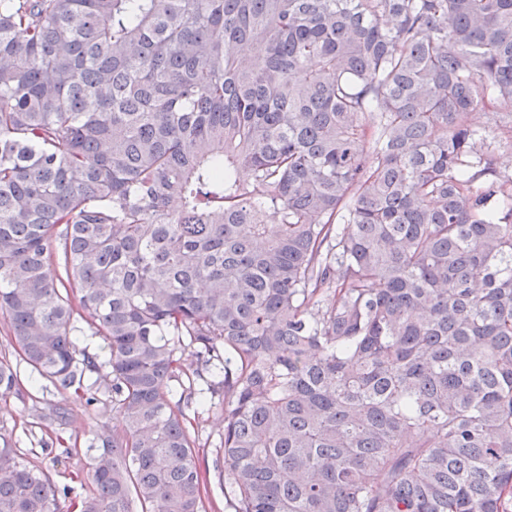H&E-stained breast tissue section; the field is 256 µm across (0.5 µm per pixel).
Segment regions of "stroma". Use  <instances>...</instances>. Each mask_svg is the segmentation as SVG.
<instances>
[{"mask_svg": "<svg viewBox=\"0 0 512 512\" xmlns=\"http://www.w3.org/2000/svg\"><path fill=\"white\" fill-rule=\"evenodd\" d=\"M16 370L17 387L0 395V433L12 437L18 461L42 467L56 485L71 487L61 512H79L77 504L90 485L89 446L96 431L113 423L112 398L99 395L89 407L60 394L28 366ZM51 405L67 408V420L46 418Z\"/></svg>", "mask_w": 512, "mask_h": 512, "instance_id": "stroma-1", "label": "stroma"}]
</instances>
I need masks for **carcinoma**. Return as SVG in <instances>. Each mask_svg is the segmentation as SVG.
Returning a JSON list of instances; mask_svg holds the SVG:
<instances>
[{
  "label": "carcinoma",
  "mask_w": 512,
  "mask_h": 512,
  "mask_svg": "<svg viewBox=\"0 0 512 512\" xmlns=\"http://www.w3.org/2000/svg\"><path fill=\"white\" fill-rule=\"evenodd\" d=\"M492 102L512 0H0V312L88 404L108 350L80 512H512ZM70 493L0 434V512ZM511 112V114H510ZM512 108L491 106L472 113V125L489 138L497 136L506 122L512 120ZM79 327H81V331L77 332L74 336V341L76 344V348L81 353L89 354V356L95 358L98 363H102L108 357V351L104 347V343L102 342L99 336L92 335V332L88 330V328L78 323ZM212 407L209 409L210 404L206 410L199 415L197 426L195 427V434L197 443L201 445L200 454L204 450L205 459L208 461L209 466L212 465V459L215 457L216 448L222 436L221 432V415L223 413L222 407L218 399L212 401Z\"/></svg>",
  "instance_id": "cac0c4a2"
}]
</instances>
